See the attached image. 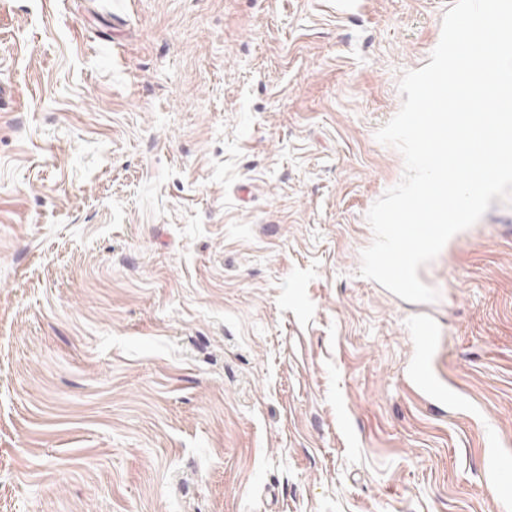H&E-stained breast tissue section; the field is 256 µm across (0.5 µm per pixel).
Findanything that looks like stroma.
<instances>
[{
    "instance_id": "obj_1",
    "label": "stroma",
    "mask_w": 512,
    "mask_h": 512,
    "mask_svg": "<svg viewBox=\"0 0 512 512\" xmlns=\"http://www.w3.org/2000/svg\"><path fill=\"white\" fill-rule=\"evenodd\" d=\"M452 4L0 0V512H502L512 203L359 274ZM414 344L417 350L415 377L433 395L448 398L447 390L439 381L427 375V361L436 343V332L432 324L420 322L414 331ZM491 490L503 499L512 496V466L508 462H500L493 474Z\"/></svg>"
}]
</instances>
